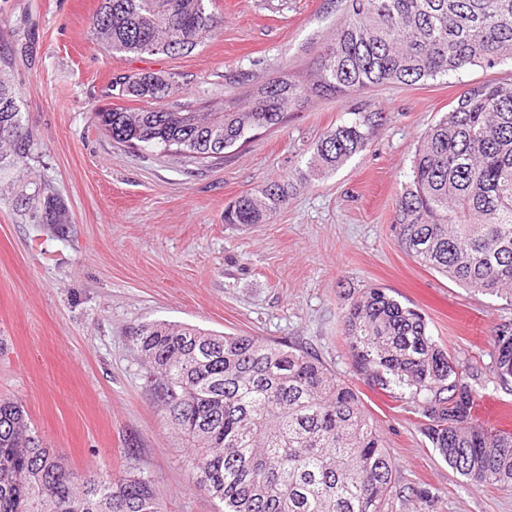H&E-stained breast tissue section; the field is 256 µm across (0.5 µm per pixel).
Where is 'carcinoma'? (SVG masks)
I'll list each match as a JSON object with an SVG mask.
<instances>
[{
  "mask_svg": "<svg viewBox=\"0 0 512 512\" xmlns=\"http://www.w3.org/2000/svg\"><path fill=\"white\" fill-rule=\"evenodd\" d=\"M207 0H101L93 28L114 55L191 52L217 26ZM0 47V150L27 155ZM512 60V0H345L311 79L290 76L252 89L244 104L177 109L169 76L123 75L121 97L144 103L103 109L98 125L131 149L161 147L201 162L280 125L313 97L423 79ZM371 118L330 131L316 170H335L362 151ZM288 200L276 181L240 197L226 224H262ZM45 224H63L47 199ZM395 229L419 263L473 292L512 297V83L467 88L425 133ZM354 375L398 402L415 404L423 434L448 466L477 486L512 491V431L476 415L467 373L434 336L425 316L380 288L343 315ZM132 342L149 368L153 397L192 455L191 484L223 504L220 512H386L395 461L355 389L317 355L256 336L217 335L187 324L139 325ZM496 384L512 385V323L494 336ZM0 512H167L147 475L81 479L44 446L22 406L0 400Z\"/></svg>",
  "mask_w": 512,
  "mask_h": 512,
  "instance_id": "obj_1",
  "label": "carcinoma"
}]
</instances>
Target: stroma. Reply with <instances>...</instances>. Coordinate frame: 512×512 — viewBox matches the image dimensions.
Listing matches in <instances>:
<instances>
[{
    "label": "stroma",
    "instance_id": "stroma-1",
    "mask_svg": "<svg viewBox=\"0 0 512 512\" xmlns=\"http://www.w3.org/2000/svg\"><path fill=\"white\" fill-rule=\"evenodd\" d=\"M99 0H0V43L34 144L0 164V398L20 403L46 446L79 475L145 472L168 512H216L192 487L190 458L166 423L131 341L132 328L177 322L288 341L354 384L397 466L390 512H512V492L475 486L423 435L417 408L356 380L343 314L384 289L424 314L472 374L478 417L512 407L492 379L493 336L512 301L472 292L421 266L394 228L415 150L477 82L512 83V61L412 85L314 98L218 163L158 148L130 150L95 124L116 77L172 76L162 107L229 102L282 73L308 76L342 14L341 0H212L222 23L187 54L112 55L93 35ZM375 115L361 152L313 177L327 131ZM288 186L266 224L224 210L269 181ZM32 208L17 207L19 194ZM68 224L43 223L45 197Z\"/></svg>",
    "mask_w": 512,
    "mask_h": 512
}]
</instances>
